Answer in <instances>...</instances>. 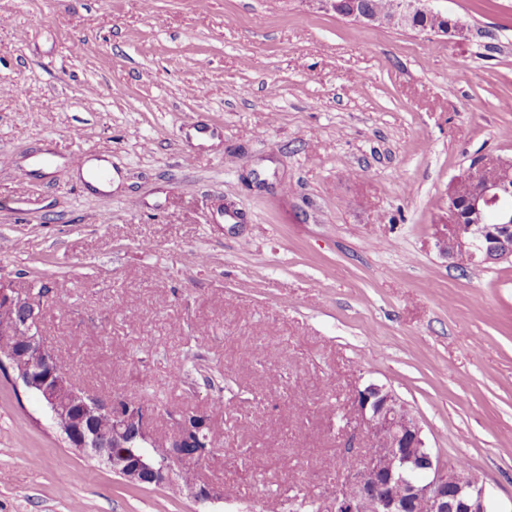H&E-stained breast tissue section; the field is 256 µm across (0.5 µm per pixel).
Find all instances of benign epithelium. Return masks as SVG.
I'll list each match as a JSON object with an SVG mask.
<instances>
[{
	"label": "benign epithelium",
	"instance_id": "benign-epithelium-1",
	"mask_svg": "<svg viewBox=\"0 0 512 512\" xmlns=\"http://www.w3.org/2000/svg\"><path fill=\"white\" fill-rule=\"evenodd\" d=\"M326 10L364 25L402 26L414 15L446 21L442 29H422L430 37L464 32L435 0H400L395 16L384 18L360 7V0H322ZM496 166L500 177L471 188L469 175L448 187V235L443 242L456 262L496 263L512 258V164ZM48 296L21 292L0 281V338L25 341L0 351V367L15 385L36 394L71 448L91 453L112 472L134 485L165 486L176 474L199 462L208 444L201 412L169 413L173 431L166 436L167 453L150 457L144 447L154 441V408L119 396H101L57 373V356L40 332ZM355 412L364 422L372 451L353 459L346 478L337 485L321 512H487L485 487L465 469L445 464L426 447L418 420L392 390L369 384L356 391ZM112 419V428L95 427L93 417Z\"/></svg>",
	"mask_w": 512,
	"mask_h": 512
}]
</instances>
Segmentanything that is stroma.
I'll list each match as a JSON object with an SVG mask.
<instances>
[{
	"label": "stroma",
	"mask_w": 512,
	"mask_h": 512,
	"mask_svg": "<svg viewBox=\"0 0 512 512\" xmlns=\"http://www.w3.org/2000/svg\"><path fill=\"white\" fill-rule=\"evenodd\" d=\"M463 35L322 0H0V280L92 392L206 414L220 499L130 486L0 377V512H297L367 447L352 396L512 512V261L457 264L448 185L512 160V0ZM107 161L96 189L74 156Z\"/></svg>",
	"instance_id": "35a3bbf8"
}]
</instances>
